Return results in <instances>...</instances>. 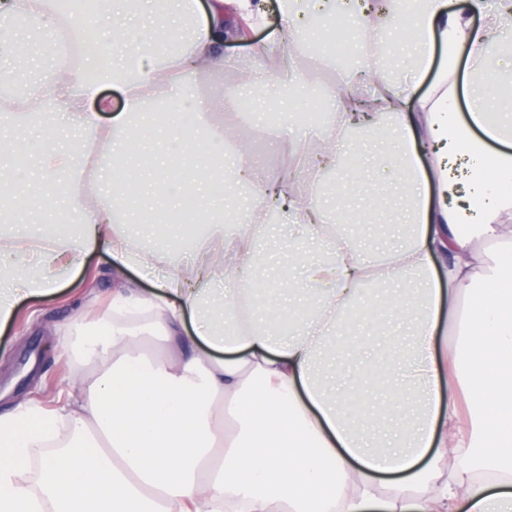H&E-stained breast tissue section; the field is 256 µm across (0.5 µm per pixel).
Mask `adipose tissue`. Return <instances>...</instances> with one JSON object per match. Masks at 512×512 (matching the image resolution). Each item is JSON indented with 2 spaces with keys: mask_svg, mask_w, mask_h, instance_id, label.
I'll return each instance as SVG.
<instances>
[{
  "mask_svg": "<svg viewBox=\"0 0 512 512\" xmlns=\"http://www.w3.org/2000/svg\"><path fill=\"white\" fill-rule=\"evenodd\" d=\"M229 3L263 18L251 0H101L77 20L65 0H0V197L14 204L0 223L38 198L79 228L61 238L33 223L0 244V324L100 250L118 285L113 309L151 313L177 350L148 357L141 332L119 323L95 336L91 351L109 365L71 396L73 438L36 487L18 474L56 414L20 404L0 415V512H270L275 502L283 512H512V113L500 108L512 104V73L488 64L512 56L498 38L512 31V0H357L358 65L339 66L332 51L318 58L334 76L331 123L306 142L287 125H259L319 173L262 178L224 122L245 89L219 79L245 65L263 81L276 51L278 84L307 86L308 30L295 22L297 0H276L280 25L232 58ZM362 73L367 101L353 93ZM426 79L428 93L415 96ZM104 83L122 91L121 109L99 97ZM460 88L473 102L464 117ZM189 110L204 138L183 122ZM362 144L405 178L393 248L367 247L348 209L321 201L328 171L341 196L368 190L342 164ZM458 164L465 184L453 204ZM204 194L213 207L194 217L185 201ZM273 210L294 225L293 266L267 280L255 272L274 245ZM478 240L491 251L474 253ZM130 271L153 277L152 291ZM388 313L412 325L404 359L369 358L351 338L364 378L384 385L378 428L350 415L355 394L318 358L340 350L357 317L379 324ZM443 315L457 330L451 358L437 348ZM188 318L191 336L181 333ZM444 386L464 393L465 409L441 403ZM390 472L409 490L378 499L375 476Z\"/></svg>",
  "mask_w": 512,
  "mask_h": 512,
  "instance_id": "ef3b65f1",
  "label": "adipose tissue"
}]
</instances>
